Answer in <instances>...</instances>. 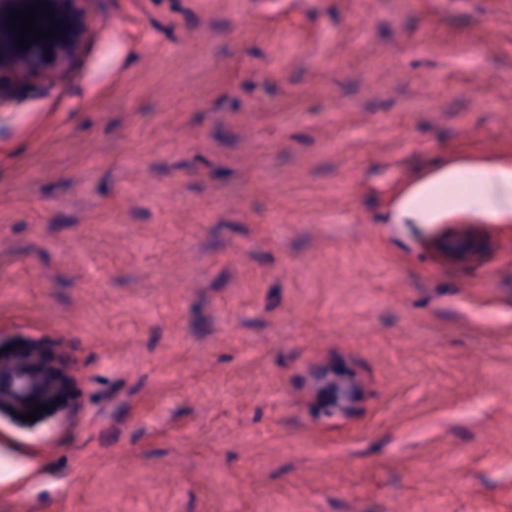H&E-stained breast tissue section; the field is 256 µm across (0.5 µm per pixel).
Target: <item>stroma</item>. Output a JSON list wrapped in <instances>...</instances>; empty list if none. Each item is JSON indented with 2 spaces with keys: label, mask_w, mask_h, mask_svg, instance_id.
<instances>
[{
  "label": "stroma",
  "mask_w": 512,
  "mask_h": 512,
  "mask_svg": "<svg viewBox=\"0 0 512 512\" xmlns=\"http://www.w3.org/2000/svg\"><path fill=\"white\" fill-rule=\"evenodd\" d=\"M61 9L0 65V340L73 380L0 512H512V218L393 197L512 153V0ZM69 46L70 29L68 26L64 31V35H59V37L43 38V41L39 39L35 41L30 40V44L26 49L15 47L8 55H1L0 53V62L3 64L5 61H11L18 67L35 70L66 53ZM30 59H36L39 65L31 67L29 64ZM324 388L327 394L324 411L328 414L348 411L357 401L359 394V383L339 373H336V378L329 380Z\"/></svg>",
  "instance_id": "obj_1"
}]
</instances>
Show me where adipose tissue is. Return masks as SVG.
I'll use <instances>...</instances> for the list:
<instances>
[{"label":"adipose tissue","instance_id":"1","mask_svg":"<svg viewBox=\"0 0 512 512\" xmlns=\"http://www.w3.org/2000/svg\"><path fill=\"white\" fill-rule=\"evenodd\" d=\"M451 209L487 217L512 215V156L444 165L403 193L402 217L427 224Z\"/></svg>","mask_w":512,"mask_h":512}]
</instances>
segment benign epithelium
Returning a JSON list of instances; mask_svg holds the SVG:
<instances>
[{
    "instance_id": "7a95c632",
    "label": "benign epithelium",
    "mask_w": 512,
    "mask_h": 512,
    "mask_svg": "<svg viewBox=\"0 0 512 512\" xmlns=\"http://www.w3.org/2000/svg\"><path fill=\"white\" fill-rule=\"evenodd\" d=\"M70 46V30L59 37L30 42L28 48H14L10 54L1 55L0 62L10 61L18 67L30 68L35 59L43 67L66 53ZM0 342V412L11 416L28 413L36 404L49 405L51 409L39 414L43 419L57 413L65 399L64 383L58 368L49 361L42 350L28 341L11 343V350H4ZM327 398L324 411L328 414L345 412L353 407L359 394V383L341 374L325 385Z\"/></svg>"
}]
</instances>
